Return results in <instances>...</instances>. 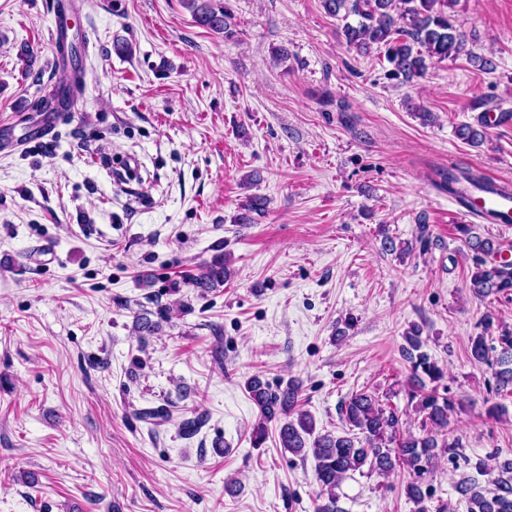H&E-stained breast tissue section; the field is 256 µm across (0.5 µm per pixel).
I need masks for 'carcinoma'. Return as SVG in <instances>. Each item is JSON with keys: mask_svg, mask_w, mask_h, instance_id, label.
<instances>
[{"mask_svg": "<svg viewBox=\"0 0 512 512\" xmlns=\"http://www.w3.org/2000/svg\"><path fill=\"white\" fill-rule=\"evenodd\" d=\"M200 27L231 35V8L222 0H181ZM457 0H322L326 13L343 22L341 34L347 47L361 55L384 51L385 59L392 65L390 75L410 81L426 74L428 59L439 61L456 59L462 55L479 62L481 70L491 73L495 63L476 55L467 48L466 34L455 24L451 9ZM356 20L349 21L350 17ZM463 142L478 146L487 137V126L478 121L463 123L457 129ZM474 188L484 184V176L470 169H441L437 171L434 186L451 196L461 194V184ZM267 200L253 196L241 204L234 222L252 224V214L259 216L266 211ZM457 230L465 237L473 252V269L469 288L480 299L512 293V261L502 258L499 248L489 238L472 234V226L460 224ZM230 275L228 260L219 254L209 262L200 264L197 272L189 274L185 283L202 291L224 285ZM159 320L148 313L136 317L135 327L143 335H152L160 329V321L168 318L169 306L156 302ZM484 332L471 341L470 356L477 363L494 369L495 393L512 389V329L500 324L494 314L483 318ZM497 331L495 343H487L484 333ZM401 348L402 357L410 364L409 402L422 415L420 433L397 436L399 414L392 407L381 403L379 396L366 390L357 391L342 400L339 414L348 425V433L334 435L315 432L311 415L297 410L299 384L290 382L284 388L272 389L269 383L254 376L247 382V392L265 422L281 421L278 430L280 447L291 454L306 458L313 456L314 476L318 485L316 512H343L338 506L336 489L353 478L363 467L379 475H387L398 466L407 467L412 479L406 486L409 499L417 504L424 501L420 483L423 475L430 473L435 448H460L462 444L438 443L441 431L448 428L450 417L461 407V401L447 394H440L436 383L444 373L438 363L425 350L426 340L421 329L411 328ZM433 387L426 388V382ZM495 491L486 495V489L463 479L458 487L469 503V512H512V481L500 477L492 479Z\"/></svg>", "mask_w": 512, "mask_h": 512, "instance_id": "carcinoma-1", "label": "carcinoma"}]
</instances>
